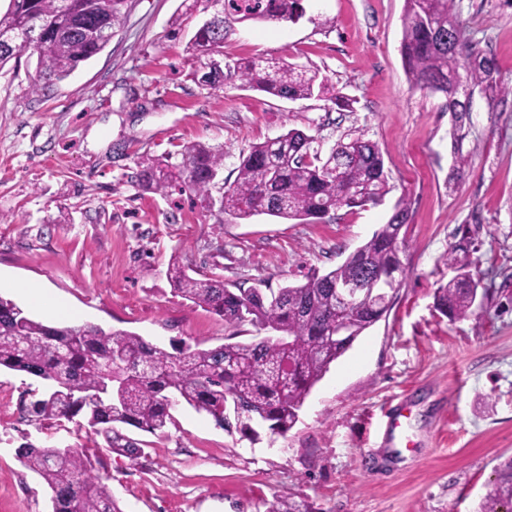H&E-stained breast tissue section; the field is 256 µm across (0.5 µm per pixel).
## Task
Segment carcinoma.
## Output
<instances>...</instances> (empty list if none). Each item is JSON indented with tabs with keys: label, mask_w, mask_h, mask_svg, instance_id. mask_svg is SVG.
<instances>
[{
	"label": "carcinoma",
	"mask_w": 512,
	"mask_h": 512,
	"mask_svg": "<svg viewBox=\"0 0 512 512\" xmlns=\"http://www.w3.org/2000/svg\"><path fill=\"white\" fill-rule=\"evenodd\" d=\"M214 26L198 27L188 51L200 60L193 73L201 87L221 89L230 81L287 100L329 93L318 73L278 58H234L227 71L215 66L224 55L232 25L243 22L296 23L306 15L304 0H219ZM128 0H10L0 15V38L18 37L19 49L0 47V65L21 50L41 49L39 77L62 81L99 53L121 27ZM462 30L453 0H405L401 54L405 73L417 88L445 97L459 123L470 105L450 90L451 82L480 88L489 97L509 95L512 87L497 79L494 60L466 44V54L448 50V31ZM182 160L142 162L137 185L143 192L165 194L188 189L201 198L216 223L269 215L286 220L323 219L341 209L377 205L389 192L384 159L378 147L359 136L339 140L323 152L317 138L290 129L254 143L239 155L238 174L218 185L224 147L201 142L180 150ZM409 217L406 200L342 264L306 283L267 294L257 287L224 285L214 275L195 277L174 265L168 270L175 295L207 308L233 326L250 324L272 330L278 338L254 337L209 349L191 346L169 353L143 337L103 328L53 326L38 321L9 299L0 297V369L24 372L45 382L27 411L35 421L70 420L78 415L105 435L111 449L130 458L138 448L119 431L124 424L157 433L173 420L172 410L189 406L212 417L228 433L256 436V427L284 436L296 424L312 388L356 339L388 313L380 289L397 290L391 280L402 269L400 237ZM448 264L457 274L439 288L437 308L449 319L469 316L488 299L469 270L467 254L453 249ZM377 278L374 290L357 295L336 336V284L364 274ZM19 461L38 474L52 492V512H121L91 459L77 448H18ZM267 512H312L309 504L288 494ZM478 512H512V459L500 465Z\"/></svg>",
	"instance_id": "carcinoma-1"
}]
</instances>
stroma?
Segmentation results:
<instances>
[{
  "label": "stroma",
  "mask_w": 512,
  "mask_h": 512,
  "mask_svg": "<svg viewBox=\"0 0 512 512\" xmlns=\"http://www.w3.org/2000/svg\"><path fill=\"white\" fill-rule=\"evenodd\" d=\"M193 0H129L105 48L60 82L36 86L39 53L0 67V277L11 299L47 324L128 331L164 350L250 339L175 296L176 263L225 282L278 290L324 274L409 204L402 283L387 316L332 363L286 436L228 434L181 406L164 433L130 426L140 458L112 452L85 418L35 422L38 380L0 370V512H52L51 491L19 445L71 446L97 462L121 512H267L293 494L312 512H477L496 468L512 459V96L474 92L463 131L445 99L408 80L404 0H307L298 23L234 24L229 57L285 58L354 99L290 101L234 82L191 79L189 32L173 23ZM465 36L512 82V0H455ZM301 129L332 146L375 142L383 202L312 223L257 215L215 223L190 191L142 192L143 159L202 142L224 148L222 180L249 146ZM469 161L456 176V154ZM467 243L469 271L489 290L452 320L435 294ZM60 301L56 312L46 299ZM397 430L387 427L391 411Z\"/></svg>",
  "instance_id": "stroma-1"
}]
</instances>
